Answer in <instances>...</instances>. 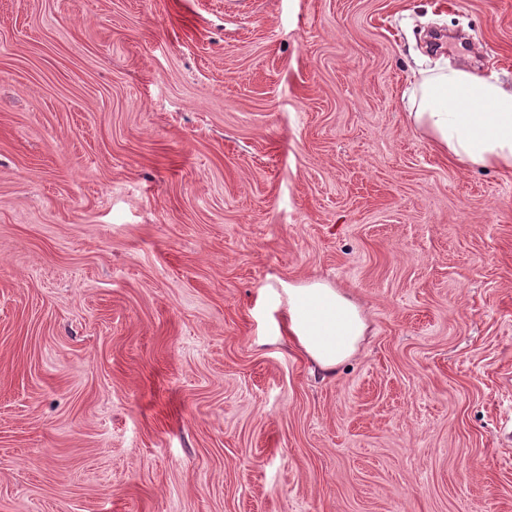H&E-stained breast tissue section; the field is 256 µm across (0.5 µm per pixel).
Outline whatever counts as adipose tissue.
Segmentation results:
<instances>
[{
	"label": "adipose tissue",
	"instance_id": "obj_1",
	"mask_svg": "<svg viewBox=\"0 0 512 512\" xmlns=\"http://www.w3.org/2000/svg\"><path fill=\"white\" fill-rule=\"evenodd\" d=\"M409 124L463 169L512 170V82L451 65L418 63L403 94ZM284 329L296 351L325 375L350 360L368 331L362 307L322 281L289 285Z\"/></svg>",
	"mask_w": 512,
	"mask_h": 512
}]
</instances>
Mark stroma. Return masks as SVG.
Masks as SVG:
<instances>
[{
  "mask_svg": "<svg viewBox=\"0 0 512 512\" xmlns=\"http://www.w3.org/2000/svg\"><path fill=\"white\" fill-rule=\"evenodd\" d=\"M419 54L512 81V0H0V512H512V174ZM403 100L409 124L455 166L512 170V82L422 59ZM287 296L284 329L296 351L324 375L359 350L368 324L362 307L340 288L322 281L283 288Z\"/></svg>",
  "mask_w": 512,
  "mask_h": 512,
  "instance_id": "35a3bbf8",
  "label": "stroma"
}]
</instances>
